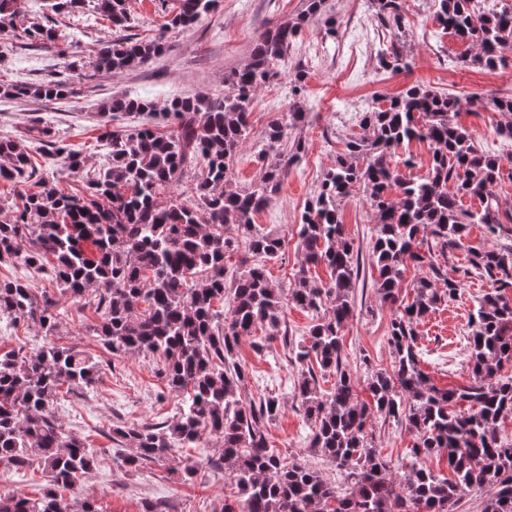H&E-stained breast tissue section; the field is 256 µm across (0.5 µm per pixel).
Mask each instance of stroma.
Listing matches in <instances>:
<instances>
[{
	"label": "stroma",
	"mask_w": 512,
	"mask_h": 512,
	"mask_svg": "<svg viewBox=\"0 0 512 512\" xmlns=\"http://www.w3.org/2000/svg\"><path fill=\"white\" fill-rule=\"evenodd\" d=\"M405 3L402 27L411 72L383 68L373 47L361 55L352 53L356 27L374 25L372 0H325L327 15L336 20V35H326L323 19L314 18L304 23L298 37L302 45L322 43V56L311 59L290 51L283 74L254 99L249 134L233 164V181L241 189L260 179L265 130L270 121L290 109L294 84L303 87L301 100L307 113L296 132L305 145L301 161L290 168L280 190L253 217L264 229L286 233L281 254L266 264L268 277L279 291L293 287L300 265L295 230L304 207L319 190L337 151L358 134L359 113L367 111L379 97L398 95L413 84L463 99L474 94L488 99L512 94V63L494 70L459 65L465 46L452 34L440 31L433 19V0ZM177 4L178 0H126L131 33L145 39L154 37ZM304 9L305 0H221L194 28L170 30L161 56L109 75L96 72L91 65L98 48L115 37L111 23L100 17H71L70 25L78 34L65 57L56 50L0 34V83L38 85L66 79L71 84L70 95L59 100L0 98V137L26 139L36 123L51 136L83 148L88 169L98 168L104 154L100 134L105 122L127 130L148 122L162 127L166 124L162 112L172 98L224 95L228 90L225 76L248 61L258 37L281 22L300 18ZM115 95L152 102L155 111L109 119L101 106ZM458 120L472 132L478 146L501 157L503 175L494 192L500 201L502 222L511 226L512 144L496 134L497 125L505 118L491 111L476 114L464 110ZM340 214L363 259L357 303L345 331L343 352L351 360L360 350H367L374 367L387 368L392 360L387 345L390 308L380 303L373 287L369 257L375 217L365 193L353 190L343 200ZM438 265L448 278L461 280L462 287L454 300L440 304L422 319L417 327L418 345L422 370L435 385L448 388L470 380L466 335L475 301L487 284L464 276L469 265L466 250L454 251ZM64 308L55 331L58 344L91 353L102 364L100 381L93 390L60 393L53 407L66 430L86 438L101 452L98 465L69 490V497L93 501L101 512H142L147 501L157 503L161 512H222L224 504L235 503L237 490L225 479L217 464L218 448L207 437L199 447L176 449L166 463L151 464L136 473L121 469L118 459L124 450L112 441L113 425L173 420L183 398L169 392L155 362L107 350L91 329L97 320L93 309H80L71 301L65 302ZM238 360L248 374L249 393L273 390L285 400L278 418L264 427L274 448L288 459L314 461L304 410L292 398L302 364L285 356L278 345L256 353L247 338L238 349ZM188 458L199 461L200 466L186 482L181 478L180 463Z\"/></svg>",
	"instance_id": "stroma-1"
}]
</instances>
